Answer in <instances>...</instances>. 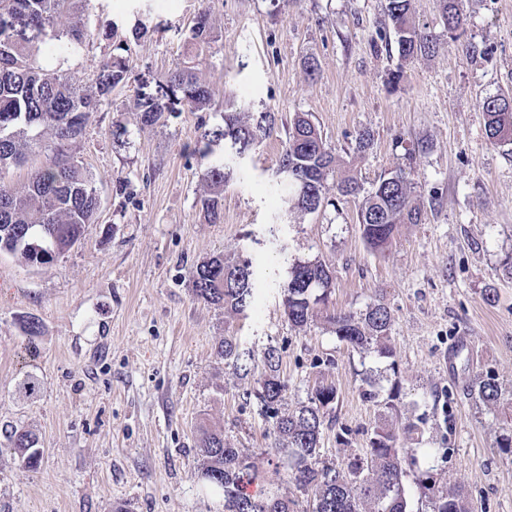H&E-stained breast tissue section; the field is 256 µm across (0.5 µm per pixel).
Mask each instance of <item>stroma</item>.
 Segmentation results:
<instances>
[{
	"label": "stroma",
	"mask_w": 512,
	"mask_h": 512,
	"mask_svg": "<svg viewBox=\"0 0 512 512\" xmlns=\"http://www.w3.org/2000/svg\"><path fill=\"white\" fill-rule=\"evenodd\" d=\"M137 4L95 0L88 24L96 36L68 62L88 87L92 59L110 45L106 32L117 28L128 42L130 82L72 147L97 176L98 223L40 267L0 255V512H224L197 477L207 430L249 449L264 483L294 499L296 512H311L309 496L267 464L269 423L242 397L254 381L235 378L217 355L227 334L247 347H277L289 408L318 384L335 385L322 459L363 453L382 420L401 431L412 421L420 431H402L401 445L435 449L436 474L461 484L471 512H512V456L495 445L506 421L468 394L474 374L490 370L512 402V276L503 272L512 258V144L488 139L478 107L512 91V0H462L457 38L438 0H413L436 46L404 62L396 44L378 37L385 0H215L216 40L199 56V71L251 111L277 116L275 134L225 189L219 224L203 218L205 187L192 154L219 113L185 110L143 128L134 110L142 83L187 59L201 0H148L155 29L135 41ZM311 57L320 65L312 80ZM297 112L310 113L343 157L370 131L355 175L368 186L410 171L422 223L400 225L381 254L367 251L351 199L279 223L272 171ZM120 125L130 133L125 148L113 141ZM119 171L129 182L122 194L113 183ZM280 240L292 257L332 267L330 309H390L394 359L351 349L323 319L289 324L278 293L286 275ZM220 253L251 256L257 309L235 314L193 297L191 270ZM488 288L495 303L483 297ZM26 316L38 321L37 335L24 332ZM391 365L401 404L365 402L366 374ZM30 380L32 393L23 389ZM12 429L37 438V467L7 451Z\"/></svg>",
	"instance_id": "1"
}]
</instances>
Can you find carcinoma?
<instances>
[{
  "mask_svg": "<svg viewBox=\"0 0 512 512\" xmlns=\"http://www.w3.org/2000/svg\"><path fill=\"white\" fill-rule=\"evenodd\" d=\"M91 0H0V253L28 266L54 261L81 242L84 228L98 223L100 198L95 174L77 161L71 147L82 137L112 90L130 79L129 59L107 50L92 61L94 89L87 91L67 69L63 58L81 52L91 37L83 16ZM444 26L453 34L463 26L459 0H439ZM211 2L202 20L190 29L188 45L199 52L209 44ZM385 14L397 37L402 60L431 52L433 38L413 16L412 0H385ZM214 91L191 62L176 65L157 78L153 92L136 94L134 111L143 127L165 122L166 113L181 105L191 112L214 108ZM485 130L495 143H512V95L499 94L480 102ZM276 129L275 114L253 117L235 101L224 98L222 123L204 130L197 160L206 193L200 199L203 218L218 224L224 218V189L238 174L237 161L258 149ZM224 143V153L214 145ZM44 160L35 163L34 158ZM342 159L323 140L315 122L297 113L288 124L278 160L277 175L284 197V214L318 211L329 204L327 181L336 176V192L358 203L360 236L371 251L382 253L402 224H420L423 214L412 202L413 183L401 169L382 175L365 189L354 175H341ZM25 170L23 182L13 180ZM193 296L235 313L252 308L256 272L249 260L222 255L196 265L191 273ZM326 262L293 259L279 284L284 313L295 327H305L326 310L332 288ZM339 341L384 358L394 356L390 330L392 315L381 303L360 313L325 315ZM218 353L240 379L256 376L257 387L243 398L253 399L265 417L274 420L271 449L296 488L310 496L312 512H409L403 479L406 467L428 459L433 448H404L399 435L384 424L374 427L365 451L346 463L319 459L326 417L338 395L332 384H321L308 402L293 411L285 408L287 383L282 358L273 346L244 347L233 335L220 341ZM388 380L379 371L366 379L360 396L378 402ZM469 395L490 410L500 404L502 390L489 372L479 373ZM7 439L19 461L28 468L39 463L37 439L14 429ZM202 481L218 491L224 512H294L295 501L261 486L252 494L246 487L260 482L253 456L237 448L223 431H209L199 441ZM416 486L430 512H470L462 487L449 489L434 477L432 468L419 472Z\"/></svg>",
  "mask_w": 512,
  "mask_h": 512,
  "instance_id": "cac0c4a2",
  "label": "carcinoma"
}]
</instances>
